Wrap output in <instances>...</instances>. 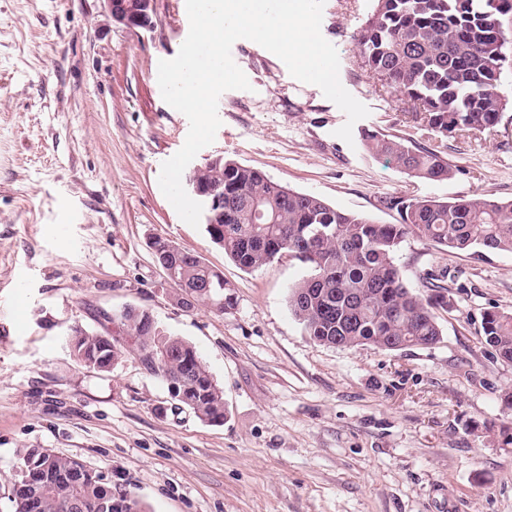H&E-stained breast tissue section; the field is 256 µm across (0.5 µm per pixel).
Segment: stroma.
<instances>
[{
  "mask_svg": "<svg viewBox=\"0 0 512 512\" xmlns=\"http://www.w3.org/2000/svg\"><path fill=\"white\" fill-rule=\"evenodd\" d=\"M154 6L142 29L113 22L103 0H0V512L27 448L81 459L146 512H512V363L481 325L512 314V252L407 239L396 261L408 283L434 276L456 301L440 341L396 353L314 342L288 303L307 267L283 255L239 268L159 187L189 122L163 100L158 63L189 19L186 0ZM374 6L323 8L340 82L370 111L353 142L320 88L241 39L232 57L251 88L222 93V125L194 165L232 159L382 224L399 220L379 203L389 194L512 201V107L478 138L448 139V181L367 153L362 131L408 132L403 103L354 50ZM157 237L221 271L234 307L178 306ZM126 306L196 348L224 389L223 424L170 410L134 350L106 372L71 356V326L118 334L109 317Z\"/></svg>",
  "mask_w": 512,
  "mask_h": 512,
  "instance_id": "obj_1",
  "label": "stroma"
}]
</instances>
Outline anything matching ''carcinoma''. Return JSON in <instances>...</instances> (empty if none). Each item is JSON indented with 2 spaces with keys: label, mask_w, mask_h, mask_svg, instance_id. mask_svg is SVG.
I'll list each match as a JSON object with an SVG mask.
<instances>
[{
  "label": "carcinoma",
  "mask_w": 512,
  "mask_h": 512,
  "mask_svg": "<svg viewBox=\"0 0 512 512\" xmlns=\"http://www.w3.org/2000/svg\"><path fill=\"white\" fill-rule=\"evenodd\" d=\"M512 0H375L372 15L354 36L361 64L407 102L406 137L365 133L367 150L418 179L439 182L454 171L446 157L453 135L476 137L495 128L509 100L491 74L512 51L504 20ZM195 178L224 185V223L206 225L213 243L241 269L254 271L286 253L308 267L289 295L306 335L332 347L370 345L387 352L430 346L441 336L439 313L454 307L447 286L425 295L407 284L396 255L410 237L449 250L512 252V201L487 195L440 201L388 195L381 204L399 215L378 224L296 192L264 172L233 160L203 166ZM159 265L175 267L194 305L214 312L234 306L231 285L205 259L172 242H152ZM116 336L77 324L70 351L84 367L107 371L132 346L142 363L167 383L172 408L199 420L224 422V391L194 346L162 333L149 311L112 315ZM486 343L512 363V314L482 316ZM28 483L13 484L9 512H64L79 498L103 501L106 512H145L128 493L80 459L42 448L24 451Z\"/></svg>",
  "instance_id": "carcinoma-1"
}]
</instances>
